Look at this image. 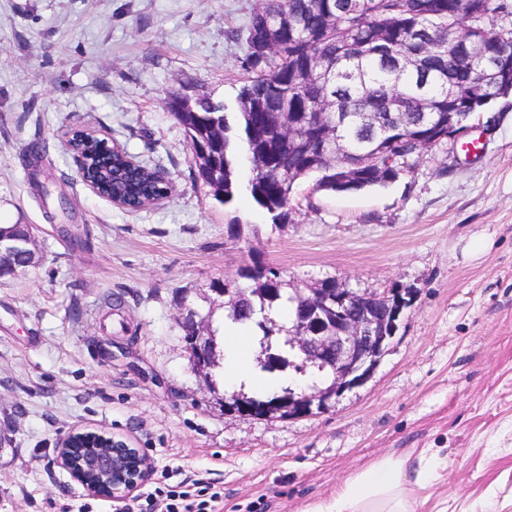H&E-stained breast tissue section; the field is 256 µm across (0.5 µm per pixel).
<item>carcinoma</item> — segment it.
<instances>
[{
    "instance_id": "carcinoma-1",
    "label": "carcinoma",
    "mask_w": 512,
    "mask_h": 512,
    "mask_svg": "<svg viewBox=\"0 0 512 512\" xmlns=\"http://www.w3.org/2000/svg\"><path fill=\"white\" fill-rule=\"evenodd\" d=\"M481 14L484 21L512 31V0H261L245 29L232 38L245 43L242 68L247 81L238 95L237 122L242 135L234 137L224 104L199 98L188 107L183 97L169 95L166 107L183 127L191 151L195 179L210 187L214 198L229 205L240 189L271 215L286 224L295 185L314 178L318 192H356L386 186L399 175L395 167L413 169L422 142L435 147L448 140V87L455 98L468 97L482 80L484 62L463 52H448L454 36L448 20L461 26ZM386 38L379 41L380 27ZM414 28L430 33V43L410 42ZM419 52L423 68L402 71L395 60ZM319 59L328 82L304 76L309 61ZM330 97L341 103L346 120L319 121L313 108ZM430 99L437 122L420 120L417 103ZM396 108L388 129L366 125L362 112L385 113ZM339 131L346 149L366 153L381 146L371 164L359 168L348 181L331 171V159L306 150L309 140ZM249 163L246 182L239 177L238 155ZM154 167L140 163L128 169L120 157L94 168L89 178L105 197L140 202L157 194L160 182ZM244 288H271L267 312L294 306L284 291L281 271L251 259L239 268Z\"/></svg>"
}]
</instances>
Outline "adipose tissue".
I'll return each instance as SVG.
<instances>
[{"label":"adipose tissue","instance_id":"adipose-tissue-1","mask_svg":"<svg viewBox=\"0 0 512 512\" xmlns=\"http://www.w3.org/2000/svg\"><path fill=\"white\" fill-rule=\"evenodd\" d=\"M224 380L254 392L276 390L281 380L263 372L253 359L257 339L250 330L224 322ZM438 465L426 452H405L386 457L348 479L330 501L309 512H415L411 487H426Z\"/></svg>","mask_w":512,"mask_h":512}]
</instances>
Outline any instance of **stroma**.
<instances>
[{
    "label": "stroma",
    "instance_id": "obj_1",
    "mask_svg": "<svg viewBox=\"0 0 512 512\" xmlns=\"http://www.w3.org/2000/svg\"><path fill=\"white\" fill-rule=\"evenodd\" d=\"M258 5L0 0V224L31 225L40 257L0 279V512H165L146 493L187 477L218 493L213 512H308L411 448L446 462L415 512H512V97L490 106L478 153L445 142L357 192L304 180L280 226L244 193L224 208L164 102L236 117L231 34ZM77 130L159 165L171 197L131 212L96 196L68 149ZM253 257L292 288L416 294L373 377L329 412L228 416L223 363L194 369L181 312L222 322L212 285ZM75 426L144 448L141 490L92 496L61 469Z\"/></svg>",
    "mask_w": 512,
    "mask_h": 512
}]
</instances>
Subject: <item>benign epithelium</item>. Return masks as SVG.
I'll return each instance as SVG.
<instances>
[{"label":"benign epithelium","mask_w":512,"mask_h":512,"mask_svg":"<svg viewBox=\"0 0 512 512\" xmlns=\"http://www.w3.org/2000/svg\"><path fill=\"white\" fill-rule=\"evenodd\" d=\"M506 40V33L495 28H485L477 35L463 29L455 38L476 58L489 55V44ZM38 261L31 232L15 243L0 238V267L18 271ZM214 292L225 297V314L239 310L241 298L250 296L253 313L270 320L261 292L253 293L249 288H216ZM292 294L295 316L288 328V367L301 375L315 370L323 375V381L261 405H253L244 397H226L224 414L290 421L331 410L345 393L372 378L405 311L414 302L410 291L360 292L339 281L323 287L295 288ZM181 320L190 322V335L185 341L196 370L214 367L211 325L191 308L185 309ZM56 450L57 464L91 495L128 494L147 479L152 468L144 449L105 429L73 427L59 437Z\"/></svg>","instance_id":"7a95c632"}]
</instances>
